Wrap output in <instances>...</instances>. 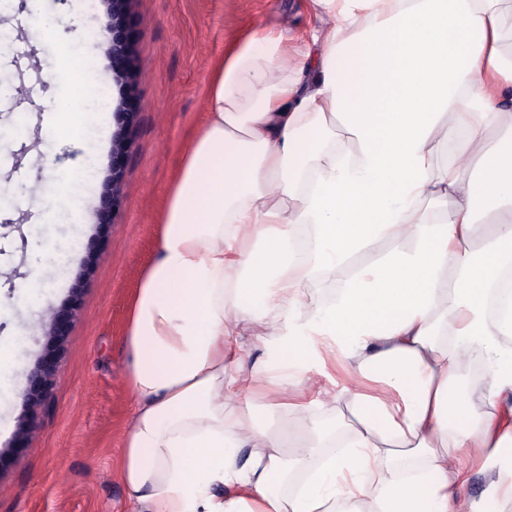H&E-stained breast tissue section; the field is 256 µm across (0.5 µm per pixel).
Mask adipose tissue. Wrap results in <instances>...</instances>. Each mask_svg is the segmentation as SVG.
Wrapping results in <instances>:
<instances>
[{
  "mask_svg": "<svg viewBox=\"0 0 512 512\" xmlns=\"http://www.w3.org/2000/svg\"><path fill=\"white\" fill-rule=\"evenodd\" d=\"M311 4L304 51L257 28L208 81L127 305L118 477L139 512H498L512 504V0ZM493 129L509 136L490 150ZM376 243L377 261L352 265ZM317 278L328 294L306 292ZM473 357L483 375L457 394ZM340 391L356 425L337 448L311 410ZM293 410L310 414L301 437L260 421ZM399 454L423 468L405 474ZM474 467L495 472L477 502L455 492Z\"/></svg>",
  "mask_w": 512,
  "mask_h": 512,
  "instance_id": "adipose-tissue-1",
  "label": "adipose tissue"
}]
</instances>
